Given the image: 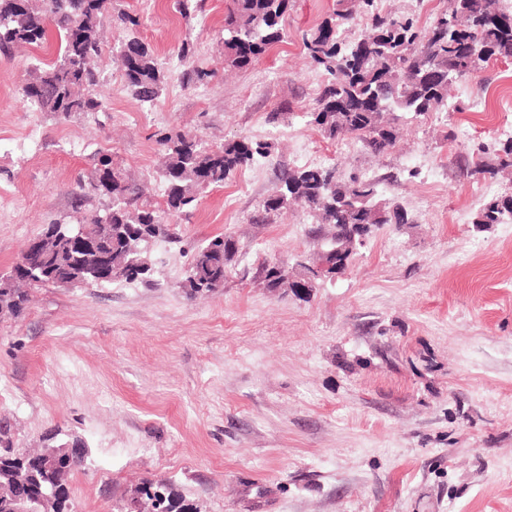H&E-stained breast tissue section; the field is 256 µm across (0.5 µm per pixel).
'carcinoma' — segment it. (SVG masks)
<instances>
[{"label":"carcinoma","instance_id":"cac0c4a2","mask_svg":"<svg viewBox=\"0 0 512 512\" xmlns=\"http://www.w3.org/2000/svg\"><path fill=\"white\" fill-rule=\"evenodd\" d=\"M288 0H230L224 18V59L228 66L243 69L271 46L283 41L280 20ZM356 20L349 8L334 11L326 21L303 36L313 64L329 74L314 106L305 113L307 122L334 140L351 135L373 154H385L396 145L399 122L404 115H421L443 105L448 88L475 73L469 45L481 50L482 62L512 60V6L504 0H450L424 30L412 19L372 13L366 22L364 43L342 48L341 34ZM137 24L136 18L118 8L116 0H0V53L7 56L16 46L39 47L52 39L59 42L56 60L34 69L21 86L22 98L42 112L66 120L75 114L104 109L100 94L102 77L98 60L105 41L101 35L110 24ZM125 87L140 102L155 100L164 76L151 48L132 36L121 42L117 56ZM165 155L160 178L164 199L153 204L144 199L142 187L112 167V158L98 159L90 177L78 183L81 198L100 195L110 200L101 213L85 219L84 235L95 247H75L69 242L77 228L53 222L36 237L40 252L37 267L25 270L13 265L0 274V315L17 316L28 300L26 287L58 286L76 280L85 286L132 281L130 268L137 264L150 277L152 264L145 247L167 236L170 216L194 206L199 192L224 183L231 173L254 158L269 155V144L233 140L220 146L186 133L161 139ZM468 176L512 171V140L503 144L496 162L487 166L465 160ZM377 182L353 174L340 181L336 166L285 169L275 193L260 206L252 220L270 224L290 205L307 210L325 230L328 249H337L336 269L346 267L359 239L385 224L406 221L397 206L373 204ZM512 222V194L491 199L477 213L478 227ZM112 225L103 233L102 224ZM231 237L216 235L195 249L186 271L185 288L194 296L224 287L226 268L235 254ZM260 276L268 288H291L288 267L277 262L264 265ZM78 463L64 465L55 500L46 512H70L69 478ZM44 482V473L31 454L0 452V512H13L12 486L19 480ZM171 512H198L178 487L166 482Z\"/></svg>","mask_w":512,"mask_h":512}]
</instances>
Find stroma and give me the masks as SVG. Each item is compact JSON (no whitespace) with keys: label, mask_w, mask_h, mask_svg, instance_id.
<instances>
[{"label":"stroma","mask_w":512,"mask_h":512,"mask_svg":"<svg viewBox=\"0 0 512 512\" xmlns=\"http://www.w3.org/2000/svg\"><path fill=\"white\" fill-rule=\"evenodd\" d=\"M165 76L142 103L126 90L107 34L98 62L103 111L60 120L19 92L57 41L0 56V273L45 225L105 209L73 190L110 155L163 198L161 134L218 145L271 143L269 158L203 191L189 217L150 243L154 280L30 292L20 316H0V419L15 447L82 437L88 458L69 480L71 512H124L145 481L177 484L200 512H512V223L477 228L475 214L512 192V173L466 177L462 156L495 160L512 140V60H490L454 84L438 111L403 118L388 153L352 137L325 139L304 114L326 80L305 32L337 0H290L283 42L225 73L228 0H119ZM379 11L430 25L448 0H374ZM189 44L195 54L179 60ZM213 73L204 86L185 72ZM293 117L270 124L269 112ZM332 164L340 178L378 181L400 204L357 245L346 269L306 295L265 287L271 261L296 271L326 241L293 206L271 224L250 218L281 168ZM232 236L223 288L192 298L183 283L195 247Z\"/></svg>","instance_id":"stroma-1"}]
</instances>
